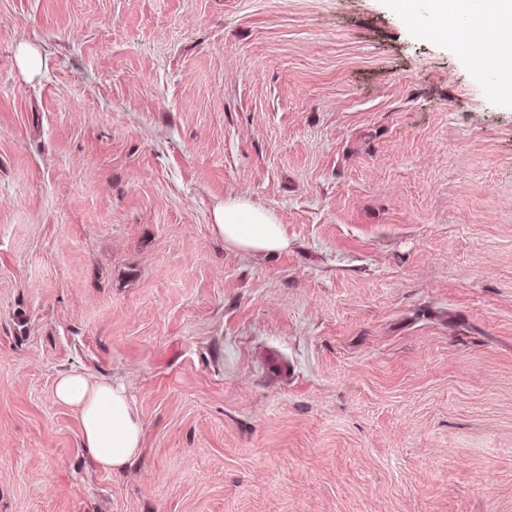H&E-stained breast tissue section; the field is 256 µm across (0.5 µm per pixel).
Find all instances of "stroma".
Here are the masks:
<instances>
[{
    "label": "stroma",
    "mask_w": 512,
    "mask_h": 512,
    "mask_svg": "<svg viewBox=\"0 0 512 512\" xmlns=\"http://www.w3.org/2000/svg\"><path fill=\"white\" fill-rule=\"evenodd\" d=\"M414 9L0 0V512H512V97ZM224 243L246 252H267L288 247L283 224L269 211L241 196L224 199L214 224ZM55 395L78 412L82 448L103 470H123L139 457L144 426L121 382L68 371L58 376Z\"/></svg>",
    "instance_id": "35a3bbf8"
}]
</instances>
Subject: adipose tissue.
Returning <instances> with one entry per match:
<instances>
[{
    "label": "adipose tissue",
    "mask_w": 512,
    "mask_h": 512,
    "mask_svg": "<svg viewBox=\"0 0 512 512\" xmlns=\"http://www.w3.org/2000/svg\"><path fill=\"white\" fill-rule=\"evenodd\" d=\"M475 13L497 21L496 48L489 57L502 95L512 94V0H434L435 29L448 27L449 18L466 22ZM215 228L225 244L246 252L286 249L283 224L269 211L241 196H229L217 215ZM57 399L74 408L81 422L85 452L103 470L120 471L140 455L144 426L126 387L116 380H94L84 373H61L55 384Z\"/></svg>",
    "instance_id": "1"
}]
</instances>
